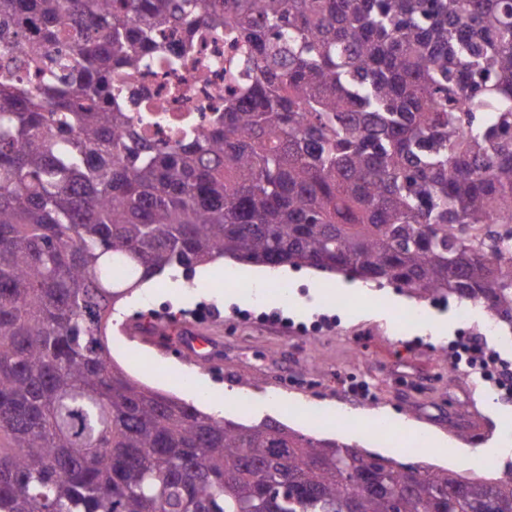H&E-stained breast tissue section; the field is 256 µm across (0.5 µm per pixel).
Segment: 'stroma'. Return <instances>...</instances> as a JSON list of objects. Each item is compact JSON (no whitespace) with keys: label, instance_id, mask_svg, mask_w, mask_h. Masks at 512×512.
<instances>
[{"label":"stroma","instance_id":"1","mask_svg":"<svg viewBox=\"0 0 512 512\" xmlns=\"http://www.w3.org/2000/svg\"><path fill=\"white\" fill-rule=\"evenodd\" d=\"M287 283L288 297L265 288L256 301L241 294L242 279L229 277L220 267L203 285L192 274L174 290L160 283L154 296L124 300L122 317L109 329L108 338L125 339L126 349L114 353L113 359L144 383L185 400L199 382L211 391L248 390L250 410L232 411V418L250 423L269 417L298 430L307 429L305 417L270 403L272 383L314 375L323 388L332 389L353 377L375 395L373 412L396 423L413 421L422 433L443 436L463 448L497 449L494 476L512 465V438L502 434L503 426L512 425V400L500 402L472 391L473 381L480 377L476 368L449 385L440 354L441 348L466 338L492 351L503 349L500 330L484 327L487 315L464 325L456 317L454 298L410 299L395 284L373 289L364 299L346 293L341 302L326 303L324 285L314 281L306 267L292 269ZM228 291L234 296L229 304L224 301ZM402 297L407 298V306L399 305ZM411 308L422 309L424 322L406 319ZM155 319L165 323L167 342L143 343L131 335L130 325ZM196 321L217 338L211 357L201 363L190 361L180 349L182 328ZM440 322L449 325L443 337L435 332ZM250 375L256 376V383L245 384ZM470 400L482 415V431L462 438L449 427L448 412ZM318 434L363 443L373 452L406 461L439 462L433 447L415 453L411 435L403 432L382 442L364 440L354 430L322 428Z\"/></svg>","mask_w":512,"mask_h":512}]
</instances>
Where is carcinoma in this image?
Listing matches in <instances>:
<instances>
[{
    "label": "carcinoma",
    "mask_w": 512,
    "mask_h": 512,
    "mask_svg": "<svg viewBox=\"0 0 512 512\" xmlns=\"http://www.w3.org/2000/svg\"><path fill=\"white\" fill-rule=\"evenodd\" d=\"M206 35L240 49L224 108L147 140L116 75L174 72ZM490 224L512 225V0H0V512H512V473L207 414L105 335L142 283L218 257L511 331Z\"/></svg>",
    "instance_id": "obj_1"
}]
</instances>
